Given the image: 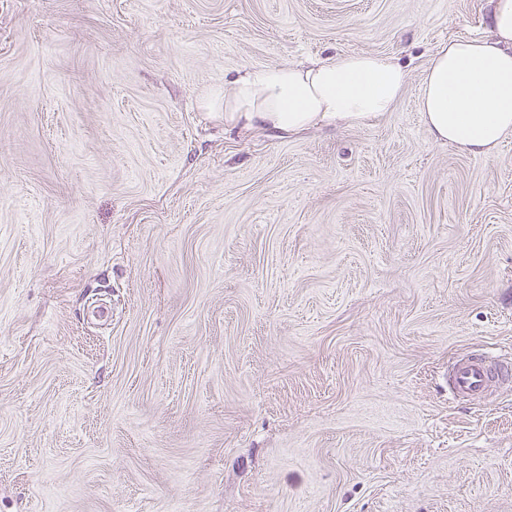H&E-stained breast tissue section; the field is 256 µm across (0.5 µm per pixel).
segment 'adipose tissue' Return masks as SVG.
I'll list each match as a JSON object with an SVG mask.
<instances>
[{
  "label": "adipose tissue",
  "instance_id": "obj_1",
  "mask_svg": "<svg viewBox=\"0 0 512 512\" xmlns=\"http://www.w3.org/2000/svg\"><path fill=\"white\" fill-rule=\"evenodd\" d=\"M494 40H452L424 70L419 110L431 135L472 154L512 135V0H491ZM408 74L391 57L339 55L309 66L271 64L240 73L220 105L228 127L298 132L360 125L391 111Z\"/></svg>",
  "mask_w": 512,
  "mask_h": 512
}]
</instances>
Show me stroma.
<instances>
[{"label": "stroma", "mask_w": 512, "mask_h": 512, "mask_svg": "<svg viewBox=\"0 0 512 512\" xmlns=\"http://www.w3.org/2000/svg\"><path fill=\"white\" fill-rule=\"evenodd\" d=\"M490 0H0V512H512V136L434 141ZM394 111L228 128L348 53ZM407 79L403 66L374 53L338 55L309 66L271 64L240 73L219 105L225 127L290 133L337 122L360 125L390 112ZM492 379L491 361L487 357H470L457 361L448 374L453 393L461 397L477 398Z\"/></svg>", "instance_id": "obj_1"}]
</instances>
